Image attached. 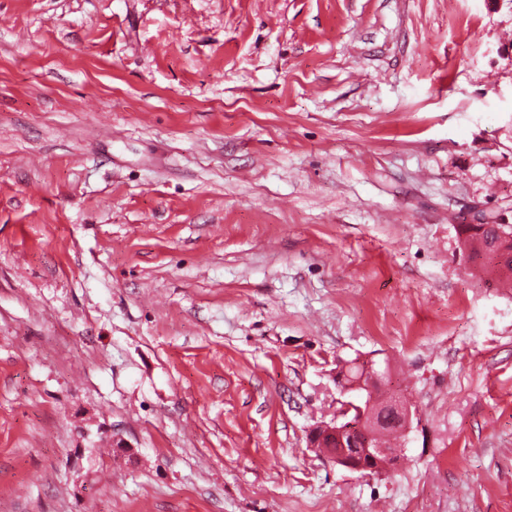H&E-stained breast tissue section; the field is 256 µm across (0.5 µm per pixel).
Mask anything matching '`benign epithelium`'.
<instances>
[{"label":"benign epithelium","instance_id":"1","mask_svg":"<svg viewBox=\"0 0 512 512\" xmlns=\"http://www.w3.org/2000/svg\"><path fill=\"white\" fill-rule=\"evenodd\" d=\"M357 378L339 387L345 396L336 420L312 429L310 443L330 455L333 463L362 474L388 469L401 458L403 448H391L382 441L380 411L392 412L403 428L413 423V413L405 397L393 393L384 397L375 392V384L381 376L374 361L358 363Z\"/></svg>","mask_w":512,"mask_h":512}]
</instances>
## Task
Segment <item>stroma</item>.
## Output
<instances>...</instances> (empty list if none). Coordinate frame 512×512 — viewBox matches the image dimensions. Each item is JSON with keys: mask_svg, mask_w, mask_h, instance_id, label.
<instances>
[{"mask_svg": "<svg viewBox=\"0 0 512 512\" xmlns=\"http://www.w3.org/2000/svg\"><path fill=\"white\" fill-rule=\"evenodd\" d=\"M476 210L512 0H0V512H512ZM356 358L416 412L368 475L308 441Z\"/></svg>", "mask_w": 512, "mask_h": 512, "instance_id": "stroma-1", "label": "stroma"}]
</instances>
